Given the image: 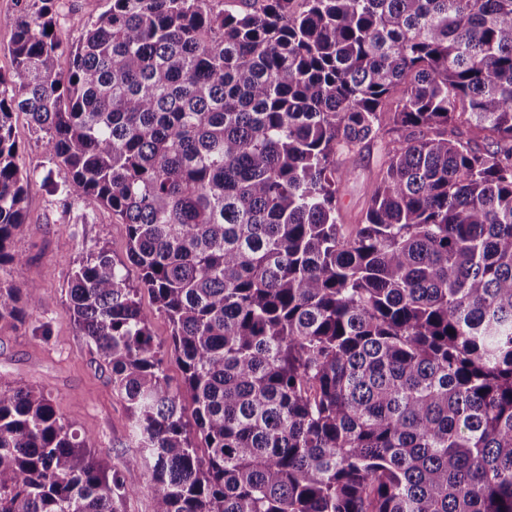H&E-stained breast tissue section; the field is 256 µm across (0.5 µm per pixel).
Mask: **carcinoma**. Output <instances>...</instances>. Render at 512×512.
<instances>
[{"instance_id":"cac0c4a2","label":"carcinoma","mask_w":512,"mask_h":512,"mask_svg":"<svg viewBox=\"0 0 512 512\" xmlns=\"http://www.w3.org/2000/svg\"><path fill=\"white\" fill-rule=\"evenodd\" d=\"M295 2L112 0L67 51L56 0H16L0 266L27 263L24 112L70 171L57 191L125 224L172 327L179 386L125 264L78 263L70 309L153 512H512V0ZM371 143L346 232L349 155ZM39 303L0 283V322ZM93 447L0 375V512H123L134 489ZM351 175L343 189L340 222L346 229L359 224L374 189L375 176L379 165L377 146L356 150L350 155Z\"/></svg>"}]
</instances>
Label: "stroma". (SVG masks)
Here are the masks:
<instances>
[{"label":"stroma","instance_id":"stroma-1","mask_svg":"<svg viewBox=\"0 0 512 512\" xmlns=\"http://www.w3.org/2000/svg\"><path fill=\"white\" fill-rule=\"evenodd\" d=\"M111 6V0H57L53 35L61 46L75 44L86 25ZM19 151L16 163L30 180L26 188V219L19 233L28 255L22 269L0 267V282H35L41 304L22 324H0V374L24 381L50 394L56 406L76 418L82 432L94 438L95 454L118 468L127 485L135 487L124 512H153L145 462L132 433L124 403L113 391L110 373L95 346L74 322L68 286L79 260L107 247L115 261L127 255L126 227L107 208L85 213L76 198L55 193L69 182V171L51 161L42 133L23 113L13 116ZM379 165L377 147L350 156L351 174L343 189L340 221L357 224L374 189Z\"/></svg>","mask_w":512,"mask_h":512}]
</instances>
